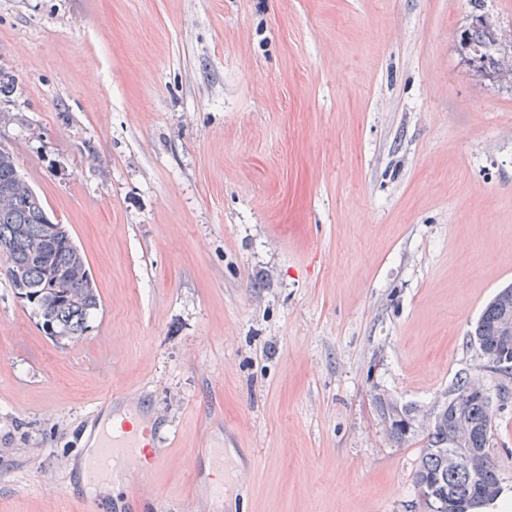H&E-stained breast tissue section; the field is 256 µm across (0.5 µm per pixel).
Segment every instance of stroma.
<instances>
[{
  "mask_svg": "<svg viewBox=\"0 0 512 512\" xmlns=\"http://www.w3.org/2000/svg\"><path fill=\"white\" fill-rule=\"evenodd\" d=\"M471 11L0 0V146L101 298L60 348L0 273V512H90L77 451L142 410L166 512H427L425 431L393 442L373 394L497 389L467 333L512 283V88L464 61ZM493 413L484 512H512V399ZM214 448L248 470L220 499Z\"/></svg>",
  "mask_w": 512,
  "mask_h": 512,
  "instance_id": "stroma-1",
  "label": "stroma"
}]
</instances>
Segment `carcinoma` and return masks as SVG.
I'll return each mask as SVG.
<instances>
[{
	"instance_id": "carcinoma-1",
	"label": "carcinoma",
	"mask_w": 512,
	"mask_h": 512,
	"mask_svg": "<svg viewBox=\"0 0 512 512\" xmlns=\"http://www.w3.org/2000/svg\"><path fill=\"white\" fill-rule=\"evenodd\" d=\"M461 33L460 46L466 61L480 75L490 74L499 82L512 85V29H500L484 14L474 16ZM46 210L27 181L16 180L15 160L0 157V249L14 265L8 278L16 296L34 305L42 317V330L48 339L64 348L80 341L90 328L101 306L99 292L85 279L87 260L75 246L65 225H59L61 238L44 245L43 220ZM53 278L67 280L68 288H44ZM512 316V285L500 289L485 306L468 333L485 362L507 353L512 356V338L503 330L504 317ZM376 408L388 437L403 443L414 432L419 410L401 405L377 393ZM494 427L485 384L471 375H462L437 408L424 437L421 459L414 476L417 492L436 487L448 504L446 512H475L489 502L482 497L499 480L498 464L493 459L489 439ZM448 448L485 449L481 482L470 474L448 467Z\"/></svg>"
}]
</instances>
